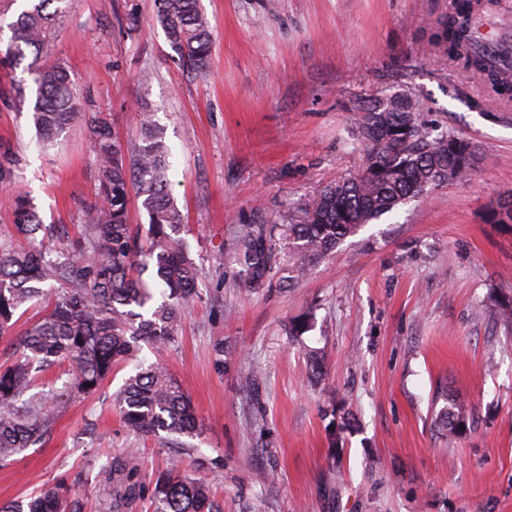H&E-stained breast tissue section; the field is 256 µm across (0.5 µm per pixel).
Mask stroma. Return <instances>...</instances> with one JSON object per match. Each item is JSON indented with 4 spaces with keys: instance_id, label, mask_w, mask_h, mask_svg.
Returning a JSON list of instances; mask_svg holds the SVG:
<instances>
[{
    "instance_id": "35a3bbf8",
    "label": "stroma",
    "mask_w": 512,
    "mask_h": 512,
    "mask_svg": "<svg viewBox=\"0 0 512 512\" xmlns=\"http://www.w3.org/2000/svg\"><path fill=\"white\" fill-rule=\"evenodd\" d=\"M202 4L213 28L203 76L179 64L155 0H71L49 46L47 62L68 68L125 149L137 107L163 128L202 281L173 346L142 345L98 390L57 407L40 443L0 461V505L63 480L81 512H154L151 486L176 462L222 512H512V337L495 306L512 299V229L487 220L512 199V99L430 53L433 21L453 0ZM404 87L429 125L476 143L484 162L364 225L289 283V225L363 164L353 109ZM35 96L26 64H0V144L19 159L0 184V236L16 192L70 231L99 185L83 121L39 146ZM245 224L271 227L276 255L255 294L236 262ZM301 318L308 332L289 335ZM139 363L182 384L201 436L190 455L141 438L138 471L119 484L110 468L131 441L113 396ZM451 398L474 419L458 439L434 424Z\"/></svg>"
}]
</instances>
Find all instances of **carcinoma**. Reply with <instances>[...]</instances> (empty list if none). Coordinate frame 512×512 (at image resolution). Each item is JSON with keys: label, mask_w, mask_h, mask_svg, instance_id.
Masks as SVG:
<instances>
[{"label": "carcinoma", "mask_w": 512, "mask_h": 512, "mask_svg": "<svg viewBox=\"0 0 512 512\" xmlns=\"http://www.w3.org/2000/svg\"><path fill=\"white\" fill-rule=\"evenodd\" d=\"M27 8L8 23L7 58H31L36 99L32 118L41 142L54 144L76 115L83 117L102 179L97 200L85 207L80 235L58 243L52 226L41 223L29 198L14 200V222L29 240L16 249L0 242V335L37 300L45 315L18 339L13 363L0 369V460L24 451L50 430L52 411L66 393L96 391L116 363L139 343L170 345L176 341L180 313L198 294L200 270L180 236L184 215L172 195L170 149L154 115L142 112L138 145L131 156L101 113L86 107L69 71L46 66L42 58L65 16L70 0H27ZM480 0H455L434 22L430 45L462 69L482 78L497 94L512 97V49L502 47L500 63L476 47ZM156 22L179 63L202 72L209 66L212 32L201 0H158ZM416 93L404 89L375 97L354 109V124L366 151L355 174L319 189L302 208L288 239L298 262L293 279L303 277L309 263L331 253L359 227L443 185L468 179L485 158L473 143L431 127L422 119ZM17 158L0 145V182L12 181ZM149 217L144 231L128 220L130 189ZM236 259L244 290L266 287L275 263L271 231L265 224H245L237 239ZM151 270L155 281L143 274ZM58 283V293L44 294L43 284ZM162 301L154 302L155 285ZM67 362L70 381L63 391L28 395L37 377ZM128 434L177 438L173 448L186 449L180 437L199 436L195 409L183 389L159 365L129 376L116 397ZM469 424L465 407L453 399L437 417L448 437H458ZM152 496L156 512H219L209 488L173 466L158 475ZM0 512H78L60 483L41 489L28 501Z\"/></svg>", "instance_id": "carcinoma-1"}]
</instances>
